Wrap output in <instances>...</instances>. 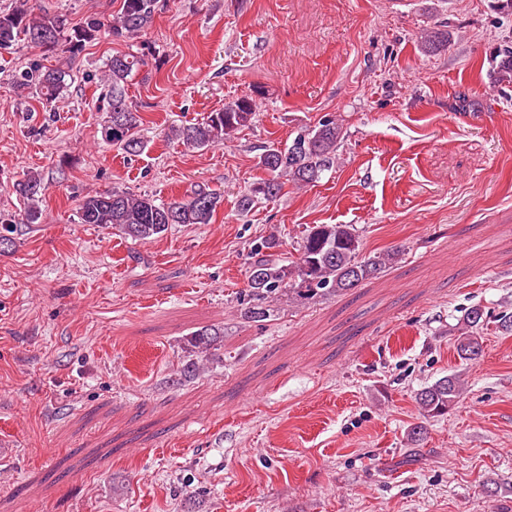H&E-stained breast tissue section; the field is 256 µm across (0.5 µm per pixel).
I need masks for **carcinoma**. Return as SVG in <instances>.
I'll return each instance as SVG.
<instances>
[{"label": "carcinoma", "mask_w": 512, "mask_h": 512, "mask_svg": "<svg viewBox=\"0 0 512 512\" xmlns=\"http://www.w3.org/2000/svg\"><path fill=\"white\" fill-rule=\"evenodd\" d=\"M122 5L111 22L97 16H88L77 26H68L62 15L52 18L33 13L28 0H13L11 6L0 8V50H8L24 41L29 46L47 53L56 51L70 57L83 50L86 44L102 37L133 39L153 23L158 0H121ZM448 45L447 33L436 29L421 38L425 53L437 52ZM500 60L488 73L491 84H512V46L498 49ZM147 65L145 54L131 52L111 56L105 66L104 80L107 93L100 98L98 108L107 113L100 126V143L137 155L145 149L141 135L142 119L128 103V82ZM70 70L62 65L47 68L37 61L29 63L21 85L34 89L37 98L49 105L68 89ZM256 114L255 100L242 96L212 112L201 123L174 126L171 139L193 148H206L235 137L249 126ZM341 128L327 118L311 130L298 134L283 147L268 146L259 156V164L270 177L252 184L242 192L239 210L247 213L261 201L276 198L281 190L280 178L285 176L299 186L316 183L329 170L341 143ZM16 195L24 207L11 218L0 221V253L14 246L10 236L18 224H38L40 204L46 190L41 174L27 173L14 184ZM222 195L206 185H197L180 200L154 199L122 190L86 196L79 201V223L94 224L115 230L134 241L154 240L164 235L175 224H209ZM279 246L276 237L265 238L256 246L261 257L252 264L240 317L249 322H265L274 317L272 302L278 296L309 300L317 296L346 292L373 278L399 257V251L376 255L362 252L360 237L351 224H312L303 231L297 257L282 263L263 254ZM484 312L476 307L468 311L464 324L468 334L460 337L456 352L463 361H473L481 355V345L475 336L484 326ZM224 333L212 328H201L193 333L189 343L199 355H208L217 349ZM462 387L452 376L443 377L417 393L423 413L435 417L448 412L456 402Z\"/></svg>", "instance_id": "cac0c4a2"}]
</instances>
